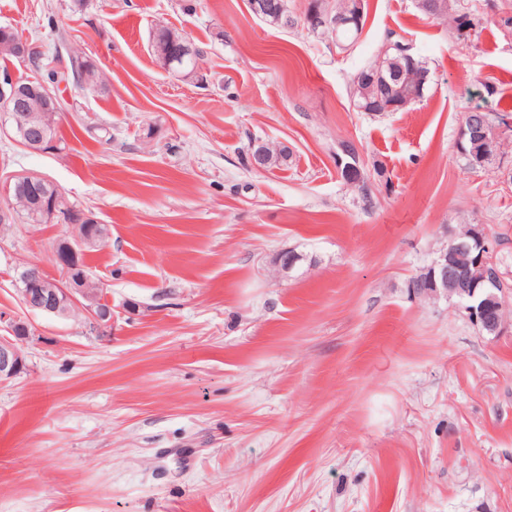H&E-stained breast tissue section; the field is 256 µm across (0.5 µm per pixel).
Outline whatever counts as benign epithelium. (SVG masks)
<instances>
[{"label":"benign epithelium","instance_id":"benign-epithelium-1","mask_svg":"<svg viewBox=\"0 0 512 512\" xmlns=\"http://www.w3.org/2000/svg\"><path fill=\"white\" fill-rule=\"evenodd\" d=\"M255 14L270 26L281 23L282 13L272 11L263 0L253 3ZM190 51L187 36L177 31L172 32L162 42L154 44V53L164 68L172 70L178 67ZM38 101V111L55 112L59 105L46 89L37 85L26 87L17 85L16 79L9 74L0 75V103L11 120V130L21 144L30 150H43L52 143L49 128L33 126L32 101ZM512 132V116L509 115L490 131H483L485 153L478 161L485 166L489 159L499 155L502 137ZM251 163L254 167L265 169L270 163L266 144L253 141L251 146ZM93 224H74L72 232L61 247L56 249L58 263L63 269V277L56 282V287H43L45 276L40 269L32 265L22 266L24 283L17 284L20 301L25 310L65 317L74 309L86 312L92 327L101 331L112 327V307L103 305L97 295L86 288L87 277L75 273L72 263L77 249L86 248L95 242ZM470 237L474 244H461L451 240L446 251L438 254L429 266L409 282V291L414 295H427L433 298L444 297L456 299L464 304L468 319L481 331L498 336L504 327V318L499 315L501 301L491 291L495 284L503 283L498 271L494 252L490 249L488 239L481 226L473 228ZM302 260V255L286 250L275 258L279 271L287 274ZM0 322L6 323L11 336H0V379H9L24 369V359L13 336L20 332L23 323L0 314Z\"/></svg>","mask_w":512,"mask_h":512}]
</instances>
